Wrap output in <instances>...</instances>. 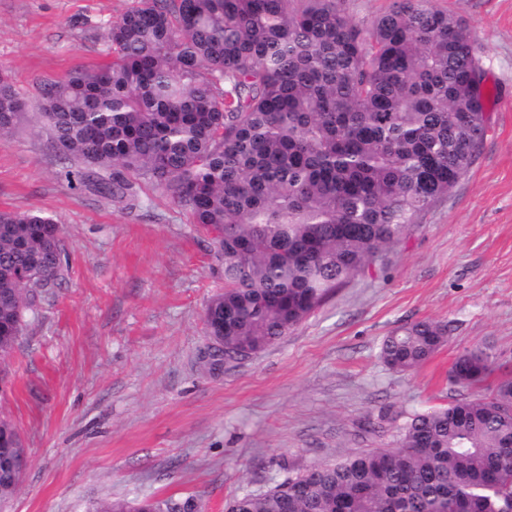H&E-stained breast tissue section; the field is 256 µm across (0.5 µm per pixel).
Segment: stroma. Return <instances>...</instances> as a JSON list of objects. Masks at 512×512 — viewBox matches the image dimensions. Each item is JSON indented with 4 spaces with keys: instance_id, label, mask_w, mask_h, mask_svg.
<instances>
[{
    "instance_id": "obj_1",
    "label": "stroma",
    "mask_w": 512,
    "mask_h": 512,
    "mask_svg": "<svg viewBox=\"0 0 512 512\" xmlns=\"http://www.w3.org/2000/svg\"><path fill=\"white\" fill-rule=\"evenodd\" d=\"M133 0H0V81L29 113L0 139V210H41L69 267L8 363L0 419L27 462L0 512H92L97 502L196 497L200 512L352 451L393 442L409 415L466 397L456 357L490 347L512 377V0H433L462 13L497 90L469 171L381 263L336 289L288 336L211 370L204 309L224 264L161 189L137 201L71 184L34 109L47 83L104 63L108 22ZM430 318L448 341L415 370L384 336Z\"/></svg>"
}]
</instances>
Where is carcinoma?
Instances as JSON below:
<instances>
[{
	"label": "carcinoma",
	"instance_id": "obj_1",
	"mask_svg": "<svg viewBox=\"0 0 512 512\" xmlns=\"http://www.w3.org/2000/svg\"><path fill=\"white\" fill-rule=\"evenodd\" d=\"M112 62L45 87L38 110L79 182L112 198L161 188L224 261L204 311L224 342L211 369L288 335L336 288L383 260L464 177L487 131L474 38L459 13L394 0L369 23L344 0H136L106 26ZM28 105L0 83V136ZM40 211H0V360L40 288L67 267ZM448 341L422 319L381 344L411 371ZM487 348L448 381L481 386ZM25 450L0 420V502ZM94 512H198L197 500L115 499ZM225 512H512V378L415 413L394 446L360 450L246 493Z\"/></svg>",
	"mask_w": 512,
	"mask_h": 512
}]
</instances>
